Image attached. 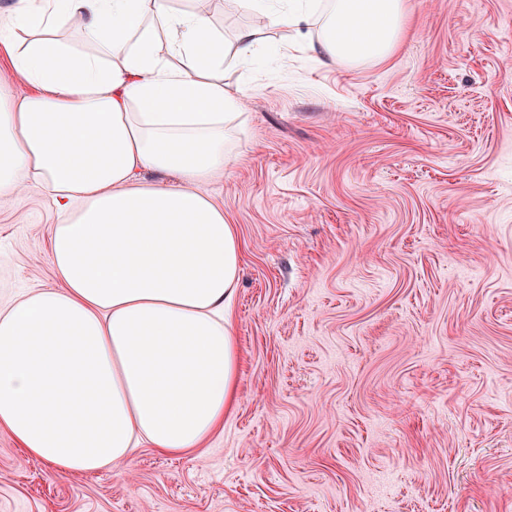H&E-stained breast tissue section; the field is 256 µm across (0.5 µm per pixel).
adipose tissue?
<instances>
[{"label":"adipose tissue","mask_w":512,"mask_h":512,"mask_svg":"<svg viewBox=\"0 0 512 512\" xmlns=\"http://www.w3.org/2000/svg\"><path fill=\"white\" fill-rule=\"evenodd\" d=\"M177 0H13L0 46L26 86L0 85V197L50 190L56 283L0 306V426L62 474L135 448L202 447L236 399L233 302L244 245L204 190L234 160L243 115L224 60L286 31L322 64L383 61L407 0H229L255 16L225 46ZM78 27L93 52L57 39ZM145 171L165 181L141 182Z\"/></svg>","instance_id":"adipose-tissue-1"}]
</instances>
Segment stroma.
<instances>
[{"label":"stroma","mask_w":512,"mask_h":512,"mask_svg":"<svg viewBox=\"0 0 512 512\" xmlns=\"http://www.w3.org/2000/svg\"><path fill=\"white\" fill-rule=\"evenodd\" d=\"M407 2L387 62L245 86L223 429L61 475L0 428V512H512V0ZM56 218L0 199L1 305L53 285Z\"/></svg>","instance_id":"35a3bbf8"}]
</instances>
